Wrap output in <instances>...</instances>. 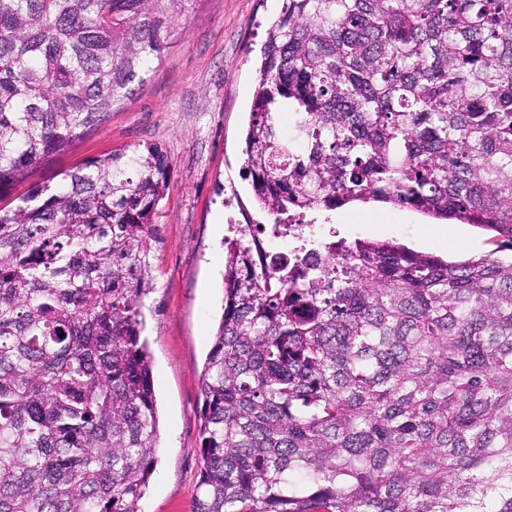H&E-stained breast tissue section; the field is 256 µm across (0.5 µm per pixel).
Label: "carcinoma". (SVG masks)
I'll return each mask as SVG.
<instances>
[{
    "label": "carcinoma",
    "instance_id": "carcinoma-1",
    "mask_svg": "<svg viewBox=\"0 0 512 512\" xmlns=\"http://www.w3.org/2000/svg\"><path fill=\"white\" fill-rule=\"evenodd\" d=\"M194 0H0V192L104 122ZM242 170L273 223L379 202L463 262L329 232L224 240L193 512H512V0H284ZM170 162L109 154L0 209V512H140L143 297Z\"/></svg>",
    "mask_w": 512,
    "mask_h": 512
}]
</instances>
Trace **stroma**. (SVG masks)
<instances>
[{
	"label": "stroma",
	"mask_w": 512,
	"mask_h": 512,
	"mask_svg": "<svg viewBox=\"0 0 512 512\" xmlns=\"http://www.w3.org/2000/svg\"><path fill=\"white\" fill-rule=\"evenodd\" d=\"M283 0H197L162 63L106 121L68 152L35 168L0 207L64 171L107 153L155 143L171 175L158 210L162 239L154 287L144 299L145 329L157 403V465L140 512H192L201 474L200 387L212 336L223 313L224 240L230 224L267 223L242 177L244 132L266 29ZM347 240H396L448 261L491 250L469 224L448 223L382 203H354L328 215Z\"/></svg>",
	"instance_id": "35a3bbf8"
}]
</instances>
